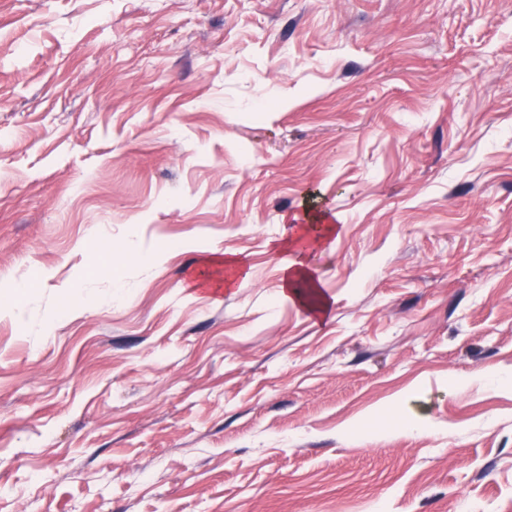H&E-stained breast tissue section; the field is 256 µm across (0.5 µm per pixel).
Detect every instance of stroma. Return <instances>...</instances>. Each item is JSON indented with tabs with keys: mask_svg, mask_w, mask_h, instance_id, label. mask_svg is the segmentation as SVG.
Listing matches in <instances>:
<instances>
[{
	"mask_svg": "<svg viewBox=\"0 0 512 512\" xmlns=\"http://www.w3.org/2000/svg\"><path fill=\"white\" fill-rule=\"evenodd\" d=\"M22 278L0 512H512V0H0ZM301 233L299 228L297 237ZM297 237L292 240V245L298 255L289 259L282 268L280 297L301 306L313 317H324L330 308L329 300L321 290V281L314 267L301 259Z\"/></svg>",
	"mask_w": 512,
	"mask_h": 512,
	"instance_id": "stroma-1",
	"label": "stroma"
}]
</instances>
